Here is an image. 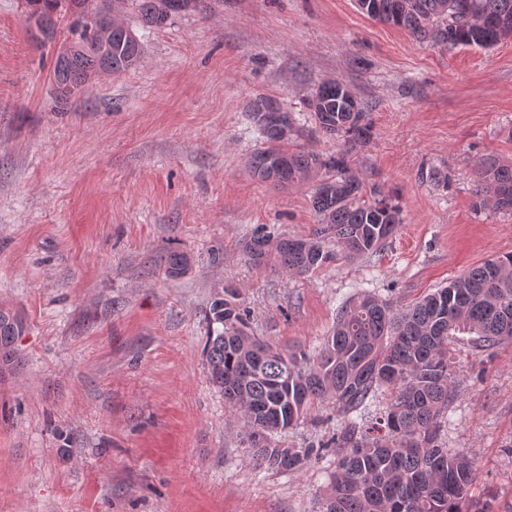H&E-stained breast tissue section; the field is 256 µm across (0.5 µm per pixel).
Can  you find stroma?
<instances>
[{
  "label": "stroma",
  "mask_w": 512,
  "mask_h": 512,
  "mask_svg": "<svg viewBox=\"0 0 512 512\" xmlns=\"http://www.w3.org/2000/svg\"><path fill=\"white\" fill-rule=\"evenodd\" d=\"M142 30L140 65L96 77L68 106L51 72L69 17L37 46L25 0H0V310L18 315L17 360L0 372V512H317L336 456L301 470L256 467L244 428L202 356L213 288L231 283L254 333L317 350L349 295L409 305L512 253V212L477 210L478 158L512 162V39L490 49L422 45L355 0H204ZM371 109L352 156L395 196L385 250L310 276L253 267L258 227L306 236L311 183L250 172L260 96L298 119L302 147L336 152L306 107L325 80ZM188 257L168 277L169 249ZM276 435L302 448L340 417ZM448 447L478 462L474 494L512 512V342L458 346Z\"/></svg>",
  "instance_id": "obj_1"
}]
</instances>
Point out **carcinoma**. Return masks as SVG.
Segmentation results:
<instances>
[{
    "label": "carcinoma",
    "instance_id": "1",
    "mask_svg": "<svg viewBox=\"0 0 512 512\" xmlns=\"http://www.w3.org/2000/svg\"><path fill=\"white\" fill-rule=\"evenodd\" d=\"M106 0H26L28 13L48 22L72 14L69 35L78 36L64 64H54L61 99L85 85L102 67L113 73L136 66L141 41L112 29L109 53L80 31L82 17L101 14ZM361 13L406 31L419 43L491 48L512 37V0H364ZM139 20L161 27L157 0H131ZM319 129L343 141L336 153L306 150L302 134L264 137L248 161L263 181L286 186L320 177L312 191L317 225L307 237L263 228L245 242L255 265L273 259L290 275L308 276L339 256L357 259L381 252L400 224V210L366 189L349 166L352 151L368 145L367 105L340 79L324 81L308 102ZM475 205L512 210V164L483 158L475 165ZM186 255L170 251L166 272L177 278ZM203 345L212 383L243 419L256 466L288 473L312 456L336 449L319 512H493L471 497L477 463L462 448L445 446L448 412L457 383L456 346L465 340L481 353L512 341V254L486 259L408 306L370 292H356L337 309L336 323L317 352L280 349L251 331L250 310L238 288L214 291L205 314ZM22 324L0 311V368L15 361ZM386 406L378 408L380 397ZM331 402L341 417L336 433L304 448H283L272 434L310 416L312 405Z\"/></svg>",
    "mask_w": 512,
    "mask_h": 512
}]
</instances>
